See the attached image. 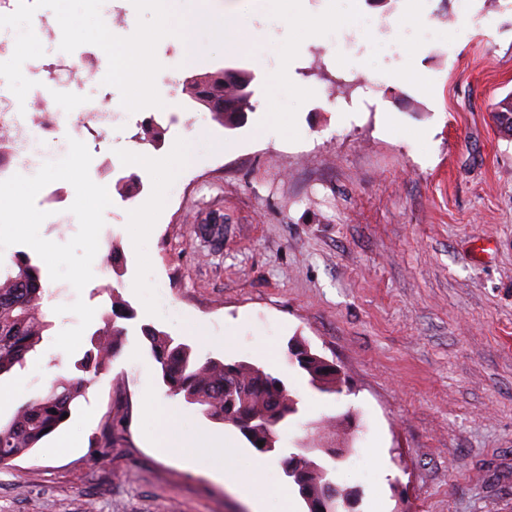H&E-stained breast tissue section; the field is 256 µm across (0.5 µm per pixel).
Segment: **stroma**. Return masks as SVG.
<instances>
[{"label": "stroma", "instance_id": "1", "mask_svg": "<svg viewBox=\"0 0 512 512\" xmlns=\"http://www.w3.org/2000/svg\"><path fill=\"white\" fill-rule=\"evenodd\" d=\"M237 2L257 42L217 46L203 30L161 40L163 107L112 131L120 151L148 155L152 174L113 172L83 144L79 164L11 184L37 220L23 232L0 222V265L23 252L39 266L53 325L0 378L13 391L0 419L75 376L113 295L135 317L58 433L0 468V512H251L211 477L222 456L156 453L148 388L174 411L171 440L234 446L239 482L272 489L267 512H306L282 456L307 436L309 458L357 495V512H512V136L495 118L512 97V0H288V11L335 16L316 34ZM438 15L472 16L474 29L456 41L434 29ZM340 31L357 38L345 57ZM285 64L306 96L279 81ZM227 69L248 73L253 92L231 127L185 93L187 78ZM184 146L191 159L158 199ZM211 212L224 216L217 249L196 236ZM145 325L199 359L282 378L299 407L279 431L282 455L166 395ZM294 337L341 366L349 391L312 387L288 362ZM126 396L130 433L103 447ZM63 436L73 445L60 451Z\"/></svg>", "mask_w": 512, "mask_h": 512}]
</instances>
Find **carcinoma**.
Segmentation results:
<instances>
[{"label": "carcinoma", "instance_id": "cac0c4a2", "mask_svg": "<svg viewBox=\"0 0 512 512\" xmlns=\"http://www.w3.org/2000/svg\"><path fill=\"white\" fill-rule=\"evenodd\" d=\"M220 97L235 98L232 85L221 74L204 79ZM203 241L220 242L224 237V216L213 215L197 227ZM45 292L39 270L24 254H17L0 277V376L24 362L26 355L40 342L51 326L42 312ZM134 314L119 298L112 301V320L103 332L91 337L92 349L76 364L81 375L62 379L49 390L20 407L8 421L0 422V466H8L27 454L64 423L62 416L71 413L74 402L85 389V374L104 372L116 355L118 343L126 335V327L118 320H130ZM150 354L158 364L166 393L181 395L185 401L199 406L209 419L237 428L251 447L262 454L274 455L279 450V428L298 413L297 402L286 384L263 368L246 361L226 363L195 357L192 349L176 342L163 331L151 326L142 328ZM299 368L306 372L317 389L341 393L345 379L317 357H311ZM132 422L129 402L112 407V417L102 426L106 445L123 438ZM48 433H43V430ZM263 446H258V442ZM298 488L308 512H339L344 499L325 498L330 483L328 470L311 460L286 473Z\"/></svg>", "mask_w": 512, "mask_h": 512}]
</instances>
